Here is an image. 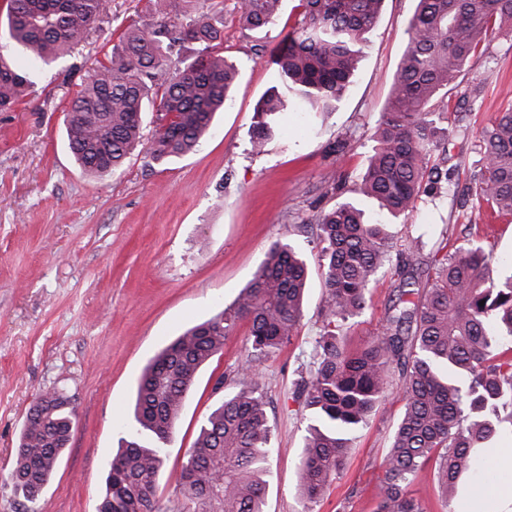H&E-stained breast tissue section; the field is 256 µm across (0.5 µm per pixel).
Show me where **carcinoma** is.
Wrapping results in <instances>:
<instances>
[{
    "label": "carcinoma",
    "mask_w": 512,
    "mask_h": 512,
    "mask_svg": "<svg viewBox=\"0 0 512 512\" xmlns=\"http://www.w3.org/2000/svg\"><path fill=\"white\" fill-rule=\"evenodd\" d=\"M161 21L132 24L112 52L95 58L66 109V139L80 167L103 177L143 144V113H156L146 153L166 163L194 153L237 84L236 64L215 52L223 0H149ZM282 0H243L241 26L260 34ZM384 0H301L298 27L272 58L276 85L254 109L252 145L261 152L276 114L315 105L326 111L354 76L365 36ZM408 42L388 101L373 133L375 145L356 192L390 219L408 215L419 199L440 193L428 167L448 120V86L470 67L493 32L512 31V0H414ZM7 39L0 44V112H13L32 93L35 77L70 55L103 22L102 0H3ZM191 46V59L175 48ZM483 164L475 196L497 214H512V107L481 136ZM322 243L323 327L314 339L315 369L300 396L308 411L298 464L301 496L317 500L343 469L359 427L399 372L404 411L383 462L374 512H423L408 493L414 476L437 465L445 502L462 496V479L479 451L512 439V271L494 269L492 250L472 243L434 249L433 272L420 280L422 237L403 243L399 294L379 333L362 350H347L343 326L366 307L372 276L394 245L386 225L365 218L351 201L318 216ZM308 268L288 242L274 244L233 305L180 334L153 358L137 382L132 422L109 463L96 512H156L158 479L176 421L200 368L224 348L244 320L252 353L242 365L269 357L299 326ZM75 413L64 393L36 397L9 473L26 502L42 497L67 448ZM265 399L254 378L201 422L177 479L181 512H264L272 450Z\"/></svg>",
    "instance_id": "obj_1"
}]
</instances>
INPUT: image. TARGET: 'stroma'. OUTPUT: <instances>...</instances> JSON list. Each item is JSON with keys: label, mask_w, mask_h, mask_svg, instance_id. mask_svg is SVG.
Here are the masks:
<instances>
[{"label": "stroma", "mask_w": 512, "mask_h": 512, "mask_svg": "<svg viewBox=\"0 0 512 512\" xmlns=\"http://www.w3.org/2000/svg\"><path fill=\"white\" fill-rule=\"evenodd\" d=\"M241 7L242 0H224L219 47L238 67L239 86L194 154L159 164L137 151L114 174L93 179L67 147L69 98L123 29L159 22L147 0H109L102 29L40 72L34 93L16 111L0 112V512H27L8 474L30 405L54 389L69 397L75 426L37 512H95L144 366L185 329L231 306L279 241L305 255L309 276L296 335L259 364L274 447L264 512H373L382 461L403 412L399 387L357 432L340 476L309 502L296 483L306 427L298 383L314 371L313 343L322 326L315 217L342 201H359L370 218L378 210L353 187L372 154L414 3L384 0L335 111L281 114L261 154L252 150L254 107L275 83L271 54L300 22L301 10L299 0H284L260 36L242 29ZM511 106L512 32H497L448 89V137L430 158L443 172L445 192L418 201L412 215L389 225L394 243L421 230L429 243L476 239L475 225L487 222L475 197L481 131ZM400 262L392 257L375 273L366 309L346 323L349 351L378 333L397 298ZM250 353L248 324L241 321L200 370L165 450L159 506L174 500L186 449L204 417L238 391Z\"/></svg>", "instance_id": "35a3bbf8"}]
</instances>
